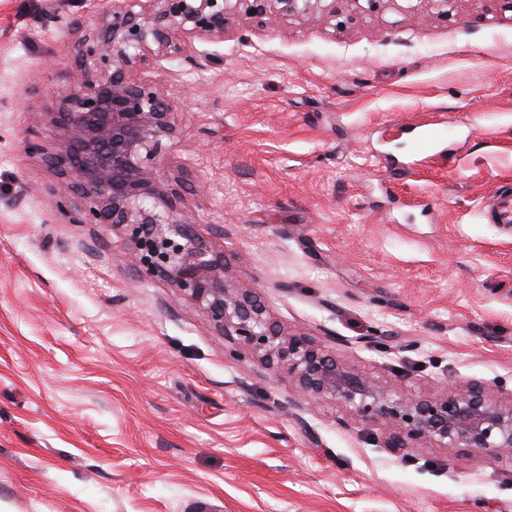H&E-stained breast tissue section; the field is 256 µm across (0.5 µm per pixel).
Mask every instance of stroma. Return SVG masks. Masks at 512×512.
<instances>
[{
	"label": "stroma",
	"mask_w": 512,
	"mask_h": 512,
	"mask_svg": "<svg viewBox=\"0 0 512 512\" xmlns=\"http://www.w3.org/2000/svg\"><path fill=\"white\" fill-rule=\"evenodd\" d=\"M109 0H0V512H512V465L468 448L383 446L303 397L165 278L121 229L60 209L25 150L50 121L74 46ZM342 25L231 20L219 64L140 71L178 132L158 170L288 334L372 382L432 397L512 391V14Z\"/></svg>",
	"instance_id": "35a3bbf8"
}]
</instances>
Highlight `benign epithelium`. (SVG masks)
<instances>
[{"label":"benign epithelium","instance_id":"benign-epithelium-1","mask_svg":"<svg viewBox=\"0 0 512 512\" xmlns=\"http://www.w3.org/2000/svg\"><path fill=\"white\" fill-rule=\"evenodd\" d=\"M446 16L457 0H348L352 11L415 14L421 2ZM338 0H112L95 31L78 41L79 78L59 94L52 123L60 137L46 152L27 138V152L44 156L63 178L60 197L78 187L80 224L122 227L137 250L140 272L171 279L210 321L249 347L266 366L288 374L306 398L345 404L354 420L384 419L385 448L400 456L412 441L437 448H470L512 461V402L478 383H450L433 398L403 396L379 387L303 335H283L248 293L226 283L224 256L192 232V214L177 207L175 189L159 178L157 163L177 128L170 106L137 73L186 52L194 40L224 42L229 19L259 24L276 18L336 19Z\"/></svg>","mask_w":512,"mask_h":512}]
</instances>
